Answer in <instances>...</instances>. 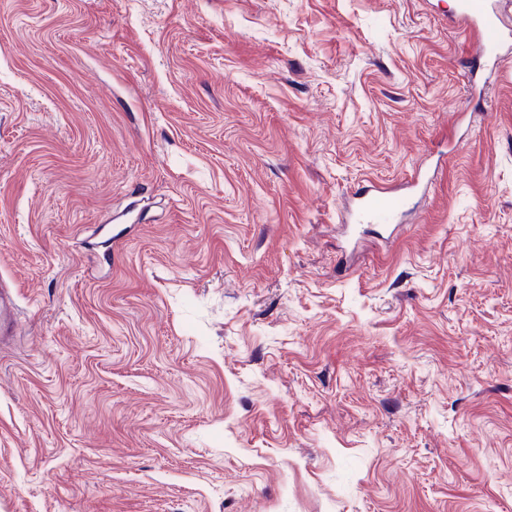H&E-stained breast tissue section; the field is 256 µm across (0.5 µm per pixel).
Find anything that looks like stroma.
<instances>
[{
	"mask_svg": "<svg viewBox=\"0 0 512 512\" xmlns=\"http://www.w3.org/2000/svg\"><path fill=\"white\" fill-rule=\"evenodd\" d=\"M454 12L0 0V512H512V41ZM406 197L389 186L375 183L351 193L345 208L344 222L357 224H391L401 214ZM18 309L15 298L3 281L0 282V337L8 338L17 325Z\"/></svg>",
	"mask_w": 512,
	"mask_h": 512,
	"instance_id": "1",
	"label": "stroma"
}]
</instances>
